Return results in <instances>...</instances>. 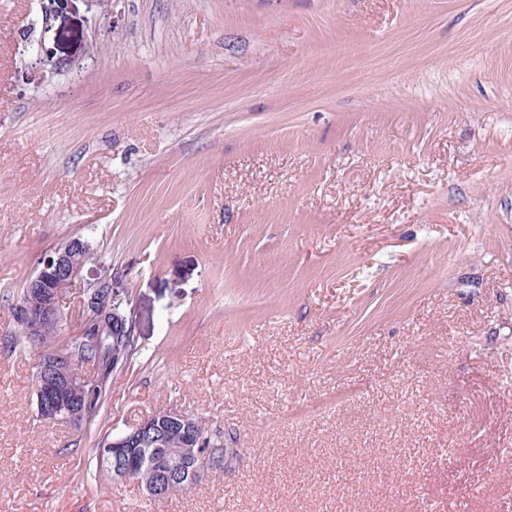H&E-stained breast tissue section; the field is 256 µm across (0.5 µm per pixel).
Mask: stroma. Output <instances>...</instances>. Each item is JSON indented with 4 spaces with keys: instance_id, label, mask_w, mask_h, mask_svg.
<instances>
[{
    "instance_id": "obj_1",
    "label": "stroma",
    "mask_w": 512,
    "mask_h": 512,
    "mask_svg": "<svg viewBox=\"0 0 512 512\" xmlns=\"http://www.w3.org/2000/svg\"><path fill=\"white\" fill-rule=\"evenodd\" d=\"M87 226L139 349L75 452L0 350V512H512V0H0V335ZM161 409L229 470L95 480Z\"/></svg>"
}]
</instances>
